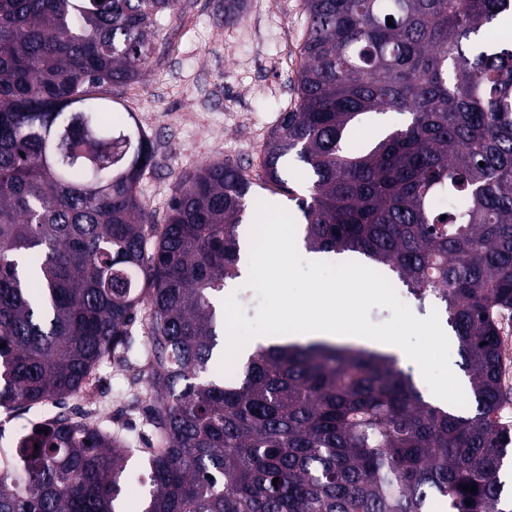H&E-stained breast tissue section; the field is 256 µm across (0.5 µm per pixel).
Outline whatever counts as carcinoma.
Wrapping results in <instances>:
<instances>
[{"label":"carcinoma","instance_id":"1","mask_svg":"<svg viewBox=\"0 0 512 512\" xmlns=\"http://www.w3.org/2000/svg\"><path fill=\"white\" fill-rule=\"evenodd\" d=\"M177 2L0 0V409L35 418L0 450V512H122L130 428L64 403L131 365L140 316L160 443L141 512H512V41L480 39L512 0H303L296 101L258 175L297 202L309 250L360 254L440 303L470 412L426 400L391 355L325 342L259 344L233 381L213 371L255 182L211 162L157 218L139 192L152 144L114 99ZM381 112L410 120L348 148Z\"/></svg>","mask_w":512,"mask_h":512}]
</instances>
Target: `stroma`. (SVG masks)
Segmentation results:
<instances>
[{
    "mask_svg": "<svg viewBox=\"0 0 512 512\" xmlns=\"http://www.w3.org/2000/svg\"><path fill=\"white\" fill-rule=\"evenodd\" d=\"M303 29L300 0H246L229 23L224 0H179L144 80L119 96L153 144L155 164L139 188L154 213L166 211L179 175L203 164L258 168L270 131L295 100ZM149 367L145 358L126 372L102 366L89 391L65 403L69 413L99 407L113 424L135 428L138 460L155 441L150 405L135 398V379Z\"/></svg>",
    "mask_w": 512,
    "mask_h": 512,
    "instance_id": "1",
    "label": "stroma"
}]
</instances>
